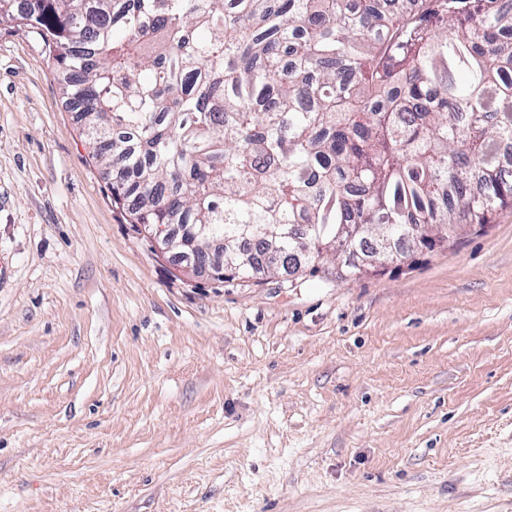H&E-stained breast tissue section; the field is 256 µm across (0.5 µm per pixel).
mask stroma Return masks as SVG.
<instances>
[{
	"label": "stroma",
	"mask_w": 512,
	"mask_h": 512,
	"mask_svg": "<svg viewBox=\"0 0 512 512\" xmlns=\"http://www.w3.org/2000/svg\"><path fill=\"white\" fill-rule=\"evenodd\" d=\"M0 23V512H512V210L340 281L178 271Z\"/></svg>",
	"instance_id": "obj_1"
}]
</instances>
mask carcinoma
I'll list each match as a JSON object with an SVG mask.
<instances>
[{"label":"carcinoma","mask_w":512,"mask_h":512,"mask_svg":"<svg viewBox=\"0 0 512 512\" xmlns=\"http://www.w3.org/2000/svg\"><path fill=\"white\" fill-rule=\"evenodd\" d=\"M62 73L112 202L150 232L261 230L224 269L364 273L359 227L392 261L421 233L512 208V7L504 0H3ZM328 246L298 261L284 234Z\"/></svg>","instance_id":"obj_1"}]
</instances>
